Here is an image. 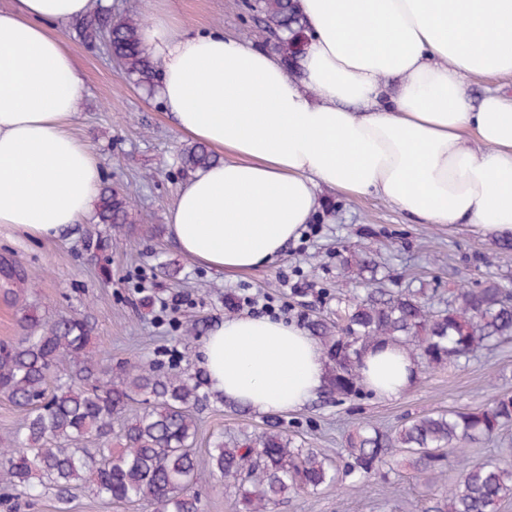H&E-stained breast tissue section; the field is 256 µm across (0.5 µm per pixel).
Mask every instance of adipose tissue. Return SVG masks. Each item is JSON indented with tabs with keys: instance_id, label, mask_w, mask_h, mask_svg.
Instances as JSON below:
<instances>
[{
	"instance_id": "1",
	"label": "adipose tissue",
	"mask_w": 512,
	"mask_h": 512,
	"mask_svg": "<svg viewBox=\"0 0 512 512\" xmlns=\"http://www.w3.org/2000/svg\"><path fill=\"white\" fill-rule=\"evenodd\" d=\"M141 30L162 63L177 129L224 155L180 188L167 216L181 252L219 272L261 267L299 237L320 187L376 195L423 224L512 237V98L466 82L512 77V0H297L309 26L300 79L283 58L223 33L184 31L166 0ZM91 0L0 6V231L55 237L93 208L101 165L70 122L83 81L51 26ZM398 81L393 97L384 83ZM200 367L213 391L258 413L302 407L325 363L302 329L220 322ZM364 385L396 399L417 378L404 347H367Z\"/></svg>"
}]
</instances>
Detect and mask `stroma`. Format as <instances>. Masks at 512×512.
Returning a JSON list of instances; mask_svg holds the SVG:
<instances>
[{
	"label": "stroma",
	"mask_w": 512,
	"mask_h": 512,
	"mask_svg": "<svg viewBox=\"0 0 512 512\" xmlns=\"http://www.w3.org/2000/svg\"><path fill=\"white\" fill-rule=\"evenodd\" d=\"M244 0H170L187 31L219 29L257 44V23ZM62 38L83 79L72 132L99 158L101 178L133 195L134 230H111L93 216L56 239H34L0 232V342L22 336V307L35 305L48 316L88 312L95 325L100 360L116 369L124 364L160 363L175 373L199 371L198 350L218 322L246 314L247 295L271 298L281 320L301 324L317 311L332 315L337 297L364 293L366 284L350 280L343 265L346 246L370 243L386 289L425 287L427 304H445L450 289L487 279L512 289V251L471 227L422 224L380 197L347 198L321 187L320 197L337 210L316 232L298 240L269 265L228 274L192 262L179 251L167 214L183 182L177 155L188 146L171 122L158 94L122 76L104 45L76 37L72 23L59 24ZM105 241L104 249L90 240ZM179 294L185 303L161 312V299ZM512 392V340L480 350L463 367L421 368L416 383L393 400L367 396L336 402L318 394L297 411L280 413L297 439L340 459L345 440L359 424L393 428L407 418L443 409L485 406L493 395ZM195 416L198 452L215 436L231 442L264 427V415L240 413L208 400ZM451 455L445 480H422L409 464L379 475L365 486L344 481L317 494L293 495L274 512H422L429 498L458 476ZM203 512H236L234 493L223 480L201 472L193 486Z\"/></svg>",
	"instance_id": "35a3bbf8"
}]
</instances>
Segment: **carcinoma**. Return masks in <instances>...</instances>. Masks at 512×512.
<instances>
[{
  "label": "carcinoma",
  "instance_id": "obj_1",
  "mask_svg": "<svg viewBox=\"0 0 512 512\" xmlns=\"http://www.w3.org/2000/svg\"><path fill=\"white\" fill-rule=\"evenodd\" d=\"M250 10L263 42L275 45L289 76L296 77L292 61L308 27L294 0H256ZM74 30L88 45L107 40L128 78L147 89L155 85L160 62L142 48L139 20L100 9L77 21ZM218 161L196 143L182 151L179 171L193 174ZM96 210L101 224L132 223L130 194L108 184ZM344 265L378 281L369 244L353 247ZM423 294L421 288H373L337 308L334 319L305 320L321 345L330 395L339 402L362 395L358 366L371 343L405 346L428 366H458L477 349L512 339L511 288L494 281L456 288L447 307L435 313ZM21 322L25 335L0 342V394L22 412L13 446L0 448V496L6 499L30 498L42 487L55 490L65 504L69 491L83 486L97 498L152 512H199L191 487L207 469L232 483L238 512H268L290 495L314 493L340 480L332 459L319 448L303 447L278 419L232 444L220 437L200 456L193 448L198 436L193 410L210 397L203 376L134 364L112 376L97 358L87 316L47 319L26 308ZM139 400L148 410L124 417L119 434L112 435L113 420ZM511 423L512 394L499 393L485 407L433 411L391 432L364 425L348 436L345 476L368 480L401 449L417 455V471L442 476L458 442L491 438ZM90 441L98 443L93 454L85 448ZM511 494L512 469L492 458L467 459L458 479L431 498L424 512H497Z\"/></svg>",
  "mask_w": 512,
  "mask_h": 512
}]
</instances>
